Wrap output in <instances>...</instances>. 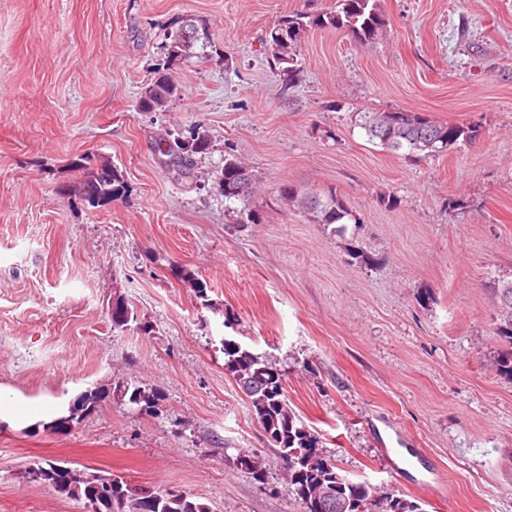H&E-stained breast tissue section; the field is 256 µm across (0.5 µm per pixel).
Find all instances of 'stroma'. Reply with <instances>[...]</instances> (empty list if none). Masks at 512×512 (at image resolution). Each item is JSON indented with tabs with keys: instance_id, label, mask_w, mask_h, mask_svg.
<instances>
[{
	"instance_id": "stroma-1",
	"label": "stroma",
	"mask_w": 512,
	"mask_h": 512,
	"mask_svg": "<svg viewBox=\"0 0 512 512\" xmlns=\"http://www.w3.org/2000/svg\"><path fill=\"white\" fill-rule=\"evenodd\" d=\"M334 6L0 0V512H86L21 482L38 461L213 512H300L224 371L227 339L284 373L343 476L426 512H512V381L494 369L512 346L493 294L512 280V0H381L379 39L311 28L288 78L274 23ZM186 16L215 52L168 63L179 96L139 111ZM402 110L479 136L435 159L366 140L360 113ZM196 133L207 148L186 167L158 150ZM87 153L112 161L125 196L75 197L69 163ZM228 155L260 183L255 223L218 189ZM285 185L335 191L354 222L309 220ZM128 386L157 392L158 409ZM88 391L95 410L58 427ZM241 451L263 480L234 468Z\"/></svg>"
}]
</instances>
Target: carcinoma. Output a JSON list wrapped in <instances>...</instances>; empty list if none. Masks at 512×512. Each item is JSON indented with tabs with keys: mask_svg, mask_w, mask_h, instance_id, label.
Segmentation results:
<instances>
[{
	"mask_svg": "<svg viewBox=\"0 0 512 512\" xmlns=\"http://www.w3.org/2000/svg\"><path fill=\"white\" fill-rule=\"evenodd\" d=\"M330 26L356 42L375 40L386 26L380 0H336V10L323 16L305 19L296 13L276 25L271 39L276 57L294 62L293 51L302 34L312 27ZM210 42L205 27L192 18L176 21L167 34L165 49L169 60L177 61L195 54L196 47L206 48ZM179 86L164 69L155 72L151 83L138 101L142 112L164 110L178 96ZM359 127L367 140L393 155L436 158L460 144L473 143L478 129L467 124H437L408 111L362 112ZM205 136H196L185 143L177 138L168 143L166 154L171 162L183 167L192 155L206 149ZM72 169L82 173L77 191L91 207L102 206L125 195L127 185L121 172L110 161L82 155L71 160ZM224 198L248 203L256 191L252 172L236 157L224 158L221 173ZM279 193L287 204L312 216L318 224L345 227L354 219L352 210L333 193L324 197L310 195L285 185ZM497 317L494 334L512 344V282L494 289ZM131 311L120 297L112 301V325L128 324ZM224 370L248 398L252 413L265 434L275 443L286 465L288 493L300 506V512H424L422 502L401 497H381L366 482H353L336 471L333 460L323 455L319 438L295 415L284 393V374L259 354L242 348L233 340H224ZM131 402L151 409L160 397L137 387L130 394ZM238 470L257 477L262 475V460L254 453L241 451L235 456ZM26 483L47 484L66 498L87 502L90 512H213L212 508L184 492L163 490L148 492L128 483L118 475H102L88 468L77 469L54 463L32 464L22 475ZM336 484L335 498L327 501L324 488Z\"/></svg>",
	"mask_w": 512,
	"mask_h": 512,
	"instance_id": "cac0c4a2",
	"label": "carcinoma"
}]
</instances>
